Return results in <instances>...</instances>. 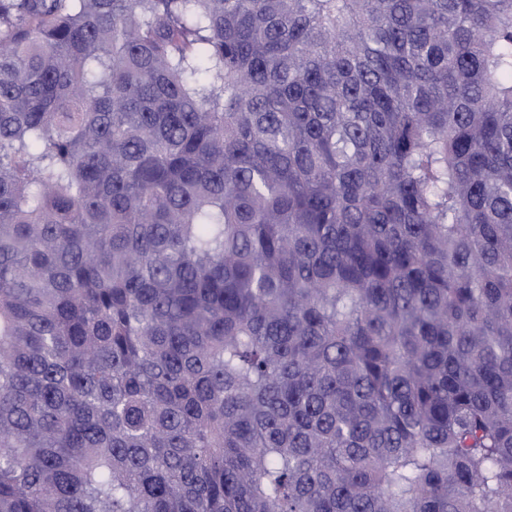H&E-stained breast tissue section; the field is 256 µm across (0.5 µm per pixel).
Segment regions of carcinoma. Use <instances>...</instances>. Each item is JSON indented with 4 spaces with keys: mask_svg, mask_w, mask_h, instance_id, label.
Returning <instances> with one entry per match:
<instances>
[{
    "mask_svg": "<svg viewBox=\"0 0 512 512\" xmlns=\"http://www.w3.org/2000/svg\"><path fill=\"white\" fill-rule=\"evenodd\" d=\"M0 512H512V0H0Z\"/></svg>",
    "mask_w": 512,
    "mask_h": 512,
    "instance_id": "1",
    "label": "carcinoma"
}]
</instances>
